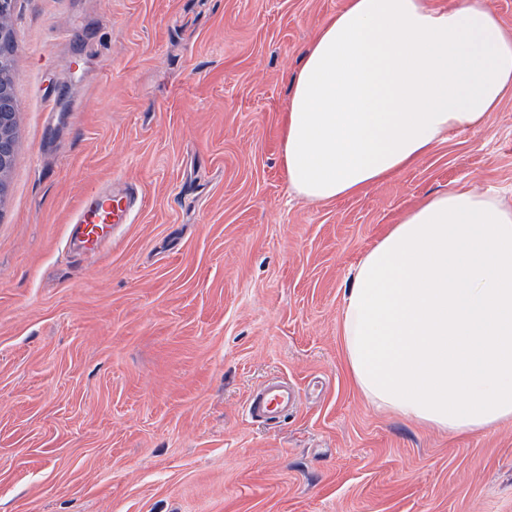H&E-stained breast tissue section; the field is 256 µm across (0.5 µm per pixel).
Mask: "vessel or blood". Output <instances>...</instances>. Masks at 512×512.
Returning a JSON list of instances; mask_svg holds the SVG:
<instances>
[{"label": "vessel or blood", "instance_id": "1", "mask_svg": "<svg viewBox=\"0 0 512 512\" xmlns=\"http://www.w3.org/2000/svg\"><path fill=\"white\" fill-rule=\"evenodd\" d=\"M139 195L135 185L122 180L93 194L72 217L70 243L77 261L98 256L112 236L116 225L129 224L135 219ZM298 390L287 381L274 378L265 382L250 398L249 415L259 421L274 424L293 411L299 401Z\"/></svg>", "mask_w": 512, "mask_h": 512}]
</instances>
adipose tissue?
I'll list each match as a JSON object with an SVG mask.
<instances>
[{
    "mask_svg": "<svg viewBox=\"0 0 512 512\" xmlns=\"http://www.w3.org/2000/svg\"><path fill=\"white\" fill-rule=\"evenodd\" d=\"M512 95V32L486 0H348L292 77L282 163L315 202L402 174ZM350 375L375 408L455 434L512 420V205L452 188L352 267Z\"/></svg>",
    "mask_w": 512,
    "mask_h": 512,
    "instance_id": "1",
    "label": "adipose tissue"
}]
</instances>
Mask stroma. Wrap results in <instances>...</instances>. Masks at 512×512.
I'll use <instances>...</instances> for the list:
<instances>
[{
	"instance_id": "stroma-1",
	"label": "stroma",
	"mask_w": 512,
	"mask_h": 512,
	"mask_svg": "<svg viewBox=\"0 0 512 512\" xmlns=\"http://www.w3.org/2000/svg\"><path fill=\"white\" fill-rule=\"evenodd\" d=\"M345 3L17 0L0 512H512V422L378 411L340 338L350 268L404 211L457 186L512 204V97L357 196L296 195L290 81ZM117 176L135 222L73 261L76 207ZM273 377L300 401L254 421Z\"/></svg>"
}]
</instances>
